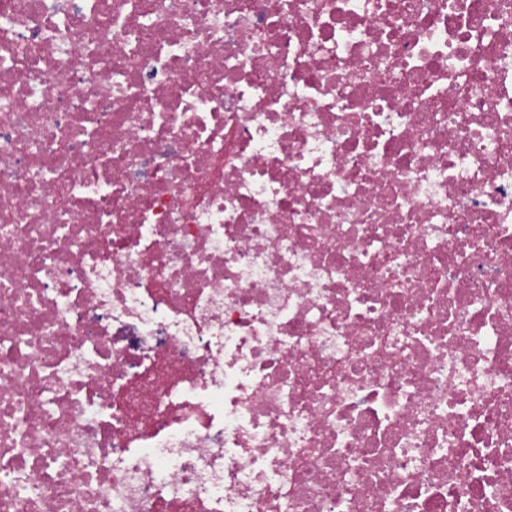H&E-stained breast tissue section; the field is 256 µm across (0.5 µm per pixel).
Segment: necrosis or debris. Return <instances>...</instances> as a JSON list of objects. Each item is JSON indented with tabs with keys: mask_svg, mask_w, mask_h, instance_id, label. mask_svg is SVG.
<instances>
[{
	"mask_svg": "<svg viewBox=\"0 0 512 512\" xmlns=\"http://www.w3.org/2000/svg\"><path fill=\"white\" fill-rule=\"evenodd\" d=\"M0 512H512V0H0Z\"/></svg>",
	"mask_w": 512,
	"mask_h": 512,
	"instance_id": "obj_1",
	"label": "necrosis or debris"
}]
</instances>
